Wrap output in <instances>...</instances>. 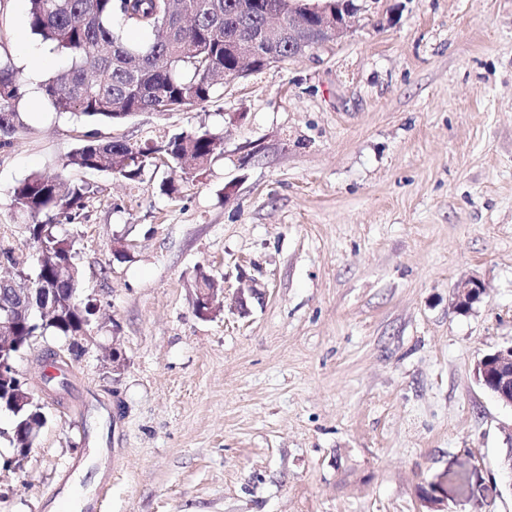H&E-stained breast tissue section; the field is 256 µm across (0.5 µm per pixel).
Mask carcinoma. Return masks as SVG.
<instances>
[{
	"label": "carcinoma",
	"mask_w": 512,
	"mask_h": 512,
	"mask_svg": "<svg viewBox=\"0 0 512 512\" xmlns=\"http://www.w3.org/2000/svg\"><path fill=\"white\" fill-rule=\"evenodd\" d=\"M288 15L286 0H29L33 35L69 58L66 70L42 87L59 114L91 122L118 123L138 112L179 110L208 101L218 77L239 78L238 45L252 42V71L295 59L288 38L266 37L272 13ZM143 36L131 42L127 33ZM20 82L11 66L0 65V132L9 147L17 131L15 104ZM221 143L207 132L180 133L144 145L96 133L69 156L71 167L108 172L138 181L149 167L176 168L186 160L204 167ZM88 192L63 175L32 174L13 190L14 204L31 218L32 239L45 255L35 282L56 289L60 314L22 330L36 336L51 330L78 345L90 325L91 307L68 304L77 287L74 240L57 231L52 217L81 207Z\"/></svg>",
	"instance_id": "1"
}]
</instances>
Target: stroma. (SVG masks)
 <instances>
[{"instance_id":"obj_1","label":"stroma","mask_w":512,"mask_h":512,"mask_svg":"<svg viewBox=\"0 0 512 512\" xmlns=\"http://www.w3.org/2000/svg\"><path fill=\"white\" fill-rule=\"evenodd\" d=\"M28 10L0 5V61L23 90L0 248L34 273L20 181L90 186L55 220L96 313L78 348L49 332L16 361L37 378L47 350L68 354L17 470L0 412V512H58L63 479L79 512L107 472L99 512H429L433 486L443 512H512V409L473 373L512 345V0H377L342 41L206 103L92 127L223 143L201 170L137 182L67 166L91 127L44 98L68 60L30 58ZM200 271L222 288L209 319ZM469 278L486 295L461 311Z\"/></svg>"}]
</instances>
